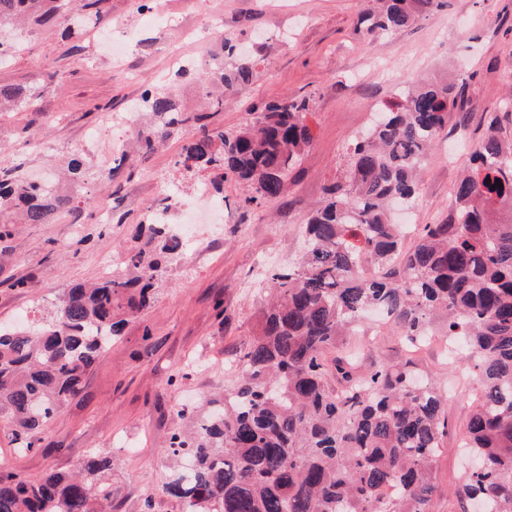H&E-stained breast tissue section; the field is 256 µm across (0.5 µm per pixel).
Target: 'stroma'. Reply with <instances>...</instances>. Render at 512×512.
Here are the masks:
<instances>
[{"instance_id": "stroma-1", "label": "stroma", "mask_w": 512, "mask_h": 512, "mask_svg": "<svg viewBox=\"0 0 512 512\" xmlns=\"http://www.w3.org/2000/svg\"><path fill=\"white\" fill-rule=\"evenodd\" d=\"M141 3L108 0L107 19L95 26L67 14L49 28H18L22 48L0 60V86L20 85L34 96L32 105L0 114V165H19L30 181L51 178L78 149L93 177L124 161L111 193L91 208L49 224H16L0 238V323L24 311L38 321L71 286L118 271L144 203L158 198L157 179L169 181L172 201L193 195L195 180L173 167L182 138L127 159L132 127L105 120L132 111L156 84L169 85L183 111L198 112L200 71L191 60L224 51L205 25L240 42L254 64L250 87L226 99L222 111L208 112L207 124L240 128L265 102L305 95L314 141L284 194L264 207L244 204L241 187L225 178L214 191L224 200L223 222L198 226L196 241L168 264L152 307L98 357L35 447L21 449L0 420V464L37 479L77 468L103 448L111 460L112 512H141L148 495L155 512H180L161 488L171 468L165 442L188 428V410L233 386L227 369L255 333L268 293L265 271L302 252V223L343 175L350 139L400 88L441 77L466 79L471 121L454 130L456 147L443 138L426 155L414 203L417 225L447 223L469 146L512 93V0H447L418 23L374 38L355 30L363 0H153L147 10ZM109 30L134 40L121 60L108 55L102 36ZM94 129L99 137L88 141ZM337 353L364 368L412 362L447 390L448 434L434 466L430 512H461L454 490L469 465L462 439L479 390L472 364L449 361L445 336L413 345L399 330L379 332L371 322Z\"/></svg>"}]
</instances>
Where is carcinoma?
<instances>
[{"instance_id": "cac0c4a2", "label": "carcinoma", "mask_w": 512, "mask_h": 512, "mask_svg": "<svg viewBox=\"0 0 512 512\" xmlns=\"http://www.w3.org/2000/svg\"><path fill=\"white\" fill-rule=\"evenodd\" d=\"M66 2L0 0V23L51 25ZM106 2L80 0L86 20L101 22ZM442 6L367 0L357 31L388 34ZM252 79V63L237 59L218 81L235 95ZM466 89L463 79L404 91L350 141L343 177L307 216L303 254L268 277L270 301L223 406L201 411L192 431L167 441L176 467L162 492L182 512H429L447 435L445 393L410 364L359 372L345 357L327 363L368 311L395 321L412 343L441 318L450 347L475 362L480 397L465 447L477 465L462 474L455 495L481 500L485 512H512V136L502 133L500 117H490L471 153L447 223L425 225L405 250L404 226L393 221L397 205L412 203L421 161L451 114L465 122ZM30 100L23 87L0 86V112ZM144 103L150 119L136 127L133 152L148 155L181 136L178 169L207 170L216 182L232 174L256 206L284 193L288 172L313 142L305 97L269 102L235 130L184 115L169 88L146 90ZM124 162L97 177L98 192L112 187ZM61 168L70 182L88 175L79 150ZM72 204L59 187L0 167V237L11 224H49ZM137 239L124 252L125 274L71 288L38 330L0 328V419L24 448L80 391L126 321L150 307L166 263L184 250L168 223L141 222ZM331 370L336 391L327 386ZM109 467L107 454L94 450L75 471L0 477V512H110Z\"/></svg>"}]
</instances>
